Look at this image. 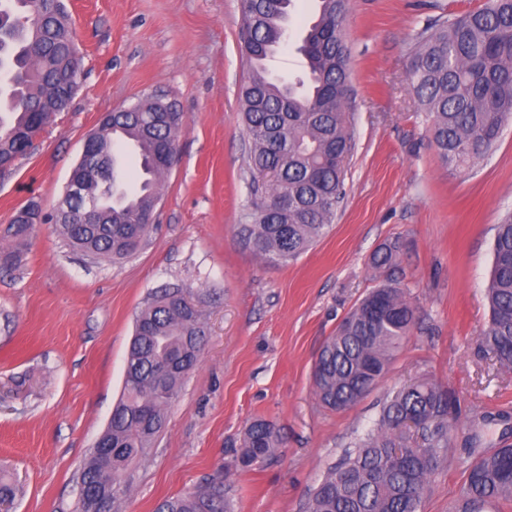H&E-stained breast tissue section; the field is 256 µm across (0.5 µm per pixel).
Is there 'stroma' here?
<instances>
[{
	"mask_svg": "<svg viewBox=\"0 0 512 512\" xmlns=\"http://www.w3.org/2000/svg\"><path fill=\"white\" fill-rule=\"evenodd\" d=\"M486 0H348L355 149L332 226L297 260L274 265L244 247L238 227L251 201V139L238 89L241 0H64L83 58L65 112L14 168L0 171V473L16 487L0 512H67L74 477L104 431L123 388L135 318L150 294L178 283L206 314L195 368L167 411L148 456L130 466L122 512H155L224 467L229 444L257 418L276 423L284 448L230 478L234 512H303L330 464L376 428L383 402L430 381L459 401L450 460L420 512H456L470 445L501 444L512 416V371L480 348L494 227L512 213V123L491 151L455 169L437 156L407 82L427 26ZM315 0H293L288 41L269 68L303 75L297 47ZM151 95L181 112L178 161L165 178L147 244L121 262L71 247L55 224L7 236L29 203H61L86 138L108 113ZM399 241L393 267L373 253ZM407 289L416 323L378 385L344 411L322 406L312 372L325 341L368 292Z\"/></svg>",
	"mask_w": 512,
	"mask_h": 512,
	"instance_id": "1",
	"label": "stroma"
}]
</instances>
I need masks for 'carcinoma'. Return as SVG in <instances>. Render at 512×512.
<instances>
[{"label":"carcinoma","instance_id":"carcinoma-1","mask_svg":"<svg viewBox=\"0 0 512 512\" xmlns=\"http://www.w3.org/2000/svg\"><path fill=\"white\" fill-rule=\"evenodd\" d=\"M292 0H241L242 52L250 74L241 89L252 147L249 223L242 240L273 264L306 252L332 224L344 194L354 147L348 58L342 40L347 0H317V15L298 52L303 77L269 76L267 62L285 40ZM80 54L62 0H0V60L13 66V85L0 89V158L27 153L33 138L75 94ZM411 93L431 122L441 161L460 166L489 151L512 121V0H486L483 8L424 30L410 56ZM181 114L173 103L147 97L93 133L98 158L119 174L118 146H134L140 170L99 207L93 222L58 219L68 243L97 259L133 255L153 225L140 212L160 200L166 169L159 148L177 142ZM398 243L380 247L374 269L391 267ZM489 323L481 345L501 368L512 370V216L496 225L493 263L486 285ZM415 323V308L396 283L370 291L322 347L312 375L313 393L326 408L344 411L384 375ZM205 336L202 308L187 289L171 283L153 293L136 318L122 398L104 438L112 442L105 465L100 446L89 452L75 482L73 512H88L81 490L104 488L119 512L130 485L128 466L149 453L197 364ZM456 398L423 382L394 393L377 428L358 438L339 465L327 469L305 512H419L431 478L448 462ZM284 440L275 423L257 419L244 434L235 469L263 466ZM467 478L460 512H481L490 501L512 500V445L460 461ZM230 470L209 476L192 491L165 499L157 512H230Z\"/></svg>","mask_w":512,"mask_h":512}]
</instances>
